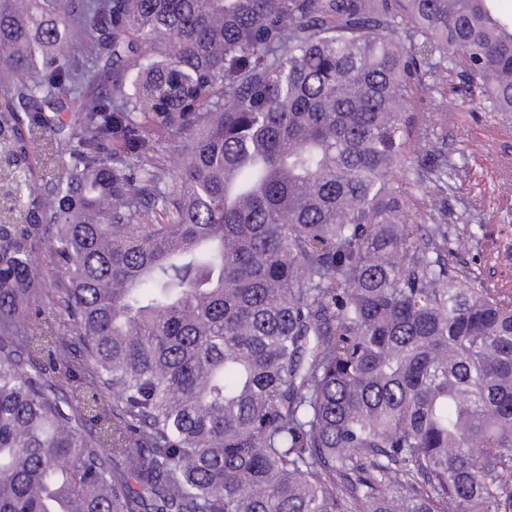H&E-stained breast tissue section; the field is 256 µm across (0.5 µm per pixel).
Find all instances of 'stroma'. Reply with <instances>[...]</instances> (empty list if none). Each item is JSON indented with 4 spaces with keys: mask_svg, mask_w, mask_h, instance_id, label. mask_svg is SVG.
<instances>
[{
    "mask_svg": "<svg viewBox=\"0 0 512 512\" xmlns=\"http://www.w3.org/2000/svg\"><path fill=\"white\" fill-rule=\"evenodd\" d=\"M465 174L448 200L451 235L474 229L478 240L460 259L487 281L512 285V113L477 100L439 115L431 132Z\"/></svg>",
    "mask_w": 512,
    "mask_h": 512,
    "instance_id": "1",
    "label": "stroma"
}]
</instances>
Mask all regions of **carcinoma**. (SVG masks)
<instances>
[{"label": "carcinoma", "instance_id": "carcinoma-1", "mask_svg": "<svg viewBox=\"0 0 512 512\" xmlns=\"http://www.w3.org/2000/svg\"><path fill=\"white\" fill-rule=\"evenodd\" d=\"M489 2L0 0V512H512V288L407 201Z\"/></svg>", "mask_w": 512, "mask_h": 512}]
</instances>
